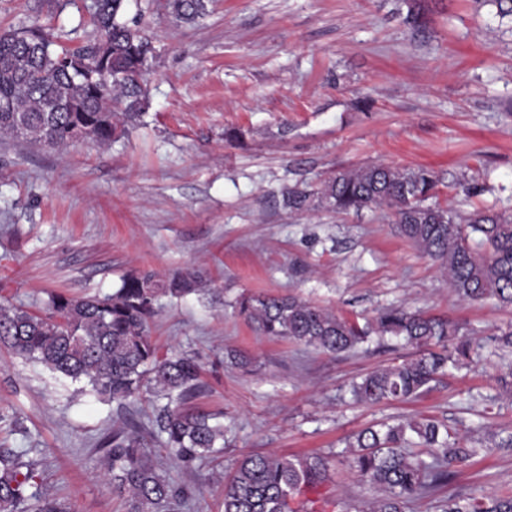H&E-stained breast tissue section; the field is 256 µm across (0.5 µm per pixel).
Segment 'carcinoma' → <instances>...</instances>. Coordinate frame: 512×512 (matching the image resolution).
Wrapping results in <instances>:
<instances>
[{
	"mask_svg": "<svg viewBox=\"0 0 512 512\" xmlns=\"http://www.w3.org/2000/svg\"><path fill=\"white\" fill-rule=\"evenodd\" d=\"M128 0H91L96 37L63 44L38 21L0 31V138H23L64 149L86 135L106 144L138 124L149 109L146 88L151 43ZM169 13L192 23L208 0H166ZM426 7L409 2L406 21L419 27ZM437 180L426 167L382 162L339 170L317 187L290 188L291 211L337 214L366 208L393 211L397 228L423 254L439 262L459 299H489L512 306V216L475 211L467 216L436 201ZM205 291L190 269L167 277L143 272L105 295L69 298L54 293L43 310L0 302V340L18 357L81 384L80 391L115 404L121 424L99 442L103 476L126 495L129 512H180L192 492L161 468L157 447L184 469L224 450V424L192 401L205 392L195 357L164 353L150 336L159 297L180 299ZM239 313L263 336L286 339L323 353H348L377 338L404 341L418 354L377 368L351 385L358 403L408 402L432 391L448 369L480 357L481 344L458 324L424 311L381 309L371 321L338 316L294 296L245 295ZM454 336L453 345L448 337ZM154 397L153 430L137 419L135 403ZM33 448H0V512H70L66 501L39 481ZM479 449L435 418H404L363 429L347 445L357 479L379 495L342 512H406L431 498L468 466ZM330 459L320 454L288 457L245 454L224 479V512H299V497L325 481ZM436 512H512V494L477 498L460 494L437 501Z\"/></svg>",
	"mask_w": 512,
	"mask_h": 512,
	"instance_id": "obj_1",
	"label": "carcinoma"
}]
</instances>
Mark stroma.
I'll list each match as a JSON object with an SVG mask.
<instances>
[{"label": "stroma", "mask_w": 512, "mask_h": 512, "mask_svg": "<svg viewBox=\"0 0 512 512\" xmlns=\"http://www.w3.org/2000/svg\"><path fill=\"white\" fill-rule=\"evenodd\" d=\"M426 7L414 29L406 0H210L187 24L164 0H137L129 12L153 47L141 124L63 150L0 140V301L103 295L144 271L192 268L210 283L205 296L160 298L151 333L161 350L201 358L195 405L224 414L222 455L191 470L163 463L194 491L186 512H222L240 455L270 452L331 456L307 497L341 512L373 495L348 467V442L393 417H434L484 441L512 434V398L499 386L512 348L492 343L512 330V306L460 301L389 209L283 204L290 187L383 162L432 169L438 202L461 214L512 215V17L474 0ZM85 16L84 0H0L1 30L36 19L89 37ZM243 294L296 296L345 317L421 309L475 331L484 348L418 399L360 405L352 380L413 347L370 341L335 356L272 339L239 315ZM231 350L250 364H230ZM115 417L111 403L57 384L0 342V447L33 449L39 479L71 512H128L95 468ZM504 491L512 449L477 457L442 493Z\"/></svg>", "instance_id": "35a3bbf8"}]
</instances>
